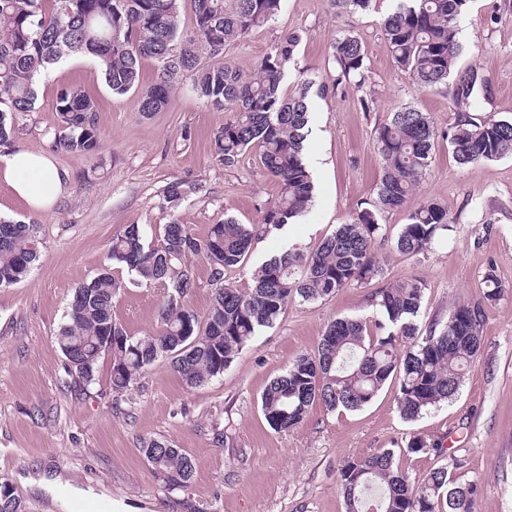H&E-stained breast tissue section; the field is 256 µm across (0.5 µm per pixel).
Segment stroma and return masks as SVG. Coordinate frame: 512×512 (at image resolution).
Masks as SVG:
<instances>
[{"mask_svg": "<svg viewBox=\"0 0 512 512\" xmlns=\"http://www.w3.org/2000/svg\"><path fill=\"white\" fill-rule=\"evenodd\" d=\"M395 6V0H374L367 12L339 14L329 0H283L274 21L225 45V64L246 69L279 37L299 31L284 90L300 75L329 87L312 98L304 143L315 202L287 231L253 242L243 265L226 275L237 288H251L254 270L284 249L315 251L361 204L375 199L381 177L375 129L391 112L417 107L438 137L429 173L405 206L384 219L387 238L376 246L382 277L316 302L289 303L222 374L196 388L187 387L166 359L123 395L112 390L106 358L95 382L84 384L67 374L55 335L75 288L98 272L124 226L140 225L155 244L163 224L173 220L200 238L227 217L257 224L277 198V182L255 154L231 168L218 161L211 142L226 114L201 99L191 80L149 116L138 112L135 93L112 94L93 58H71L41 80L34 111L15 117L19 136L0 146V157L15 149L47 153L66 181L44 213L32 212L0 181V217L35 225L39 254L25 280L0 287V474L9 478L25 512H61L38 486L43 477L60 480L68 498L84 491L111 502L112 512H345L342 466L386 448L395 449L396 465L413 480L462 460L454 475L477 482L476 512H512V156L456 161L446 139L456 117L454 101L447 90L415 85L394 65L383 39L382 23ZM349 32L364 44L365 80L335 90L331 46ZM459 39V66L480 68L492 84L493 115L512 117V0H468ZM63 85L80 87L97 105L94 153L52 145L60 129L56 94ZM177 179L196 181L201 189L170 206L162 191ZM426 199L447 206L452 224L427 252L401 254L391 240ZM112 272L122 283L115 319L134 337L159 330L162 292L134 284L121 266ZM488 274L501 296L486 308L480 355L448 403L404 421L393 377L361 410L339 414L316 405L294 429L269 427L260 407L267 384L298 356L313 352L333 320L372 318L375 289L423 281L419 321L425 328L445 323L458 304L482 300ZM414 434L428 441L426 452H407ZM153 438L195 459L189 486L164 488L141 453Z\"/></svg>", "mask_w": 512, "mask_h": 512, "instance_id": "1", "label": "stroma"}]
</instances>
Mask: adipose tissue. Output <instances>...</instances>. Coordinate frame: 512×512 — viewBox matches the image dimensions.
Instances as JSON below:
<instances>
[{
    "instance_id": "obj_1",
    "label": "adipose tissue",
    "mask_w": 512,
    "mask_h": 512,
    "mask_svg": "<svg viewBox=\"0 0 512 512\" xmlns=\"http://www.w3.org/2000/svg\"><path fill=\"white\" fill-rule=\"evenodd\" d=\"M0 180L30 208L49 210L65 189L62 174L42 152L19 149L0 158Z\"/></svg>"
}]
</instances>
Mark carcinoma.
Here are the masks:
<instances>
[{"label": "carcinoma", "instance_id": "cac0c4a2", "mask_svg": "<svg viewBox=\"0 0 512 512\" xmlns=\"http://www.w3.org/2000/svg\"><path fill=\"white\" fill-rule=\"evenodd\" d=\"M182 0H0V145L19 135L14 117L32 112L39 80L72 55L98 61L106 86L117 95L138 91V111L163 110L175 85L191 78L196 94L230 113L216 134L213 151L226 167L256 149L279 187L259 224L227 217L204 238L174 219L163 225L161 243L148 244L141 227L129 224L115 234L107 257L140 284L171 291L161 311V330L134 338L113 317L121 284L112 268L101 269L76 288L55 340L67 373L92 383L100 360L112 363V391L123 393L157 360L168 358L189 387L221 374L262 327L273 325L290 301L313 302L381 275L375 243L385 237L382 218L401 208L432 162L436 131L426 113L404 106L378 125L375 138L382 161L376 199L355 212L309 255L286 250L258 267L253 285L240 291L224 283L228 271L243 265L252 241L306 212L314 184L303 161L314 82L299 81L292 93L282 85L285 66L301 41L286 34L242 70L224 64V46L273 21L283 0H193V36L180 30ZM468 0H398L383 22L394 64L424 90L451 89L460 110L448 131V144L461 164L492 161L512 154V118H478L492 99L488 77L475 66L460 69L458 18ZM158 66L157 81L140 87L142 60ZM334 86L365 78L362 42L346 34L332 45ZM62 130L53 145L93 153L99 145L96 104L78 87L56 96ZM199 185L177 179L167 184L164 201L174 205ZM447 207L434 199L420 203L394 238L405 255L427 251L448 230ZM202 258L215 286L211 305L199 316L182 303L196 286L188 259ZM37 259L33 225L0 219V286L21 282ZM477 304H459L441 328L421 333L418 317L424 284L393 283L371 294L376 335L363 318L329 323L317 349L301 355L272 379L261 395V410L274 430L288 431L306 420L317 404L329 411H357L371 403L388 379L398 376L396 409L414 421L451 400L482 342L485 306L501 289L492 274ZM151 466L164 486H188L195 460L179 448L153 440ZM345 512H473L476 482H455L440 467L414 483L395 466L387 448L345 463L340 472Z\"/></svg>", "mask_w": 512, "mask_h": 512}]
</instances>
